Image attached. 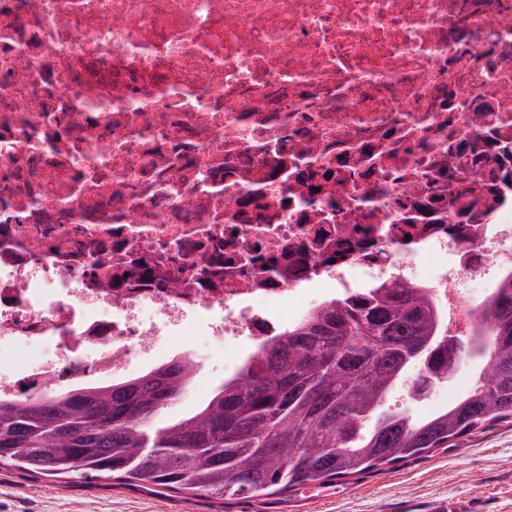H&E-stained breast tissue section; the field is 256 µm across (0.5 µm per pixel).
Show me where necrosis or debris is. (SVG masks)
<instances>
[{"label":"necrosis or debris","mask_w":512,"mask_h":512,"mask_svg":"<svg viewBox=\"0 0 512 512\" xmlns=\"http://www.w3.org/2000/svg\"><path fill=\"white\" fill-rule=\"evenodd\" d=\"M511 276L512 0H0L1 398Z\"/></svg>","instance_id":"1"}]
</instances>
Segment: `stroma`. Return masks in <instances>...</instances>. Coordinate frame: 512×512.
<instances>
[{"label":"stroma","mask_w":512,"mask_h":512,"mask_svg":"<svg viewBox=\"0 0 512 512\" xmlns=\"http://www.w3.org/2000/svg\"><path fill=\"white\" fill-rule=\"evenodd\" d=\"M482 366L478 359L463 364L416 404L396 389L386 407L428 416L469 392ZM439 502L459 512H512V418L464 436L451 448L327 485H301L284 499L253 502L0 467V512H425Z\"/></svg>","instance_id":"35a3bbf8"}]
</instances>
